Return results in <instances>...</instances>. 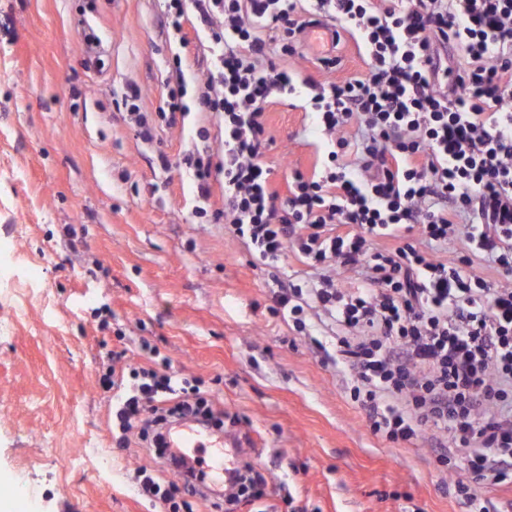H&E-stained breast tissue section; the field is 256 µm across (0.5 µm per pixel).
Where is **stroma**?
<instances>
[{"mask_svg": "<svg viewBox=\"0 0 512 512\" xmlns=\"http://www.w3.org/2000/svg\"><path fill=\"white\" fill-rule=\"evenodd\" d=\"M165 0H0V500L10 512H157L137 474L161 473L137 434L117 449L112 393L101 387L107 351L141 362L150 343L205 392L237 462L269 469L265 496L237 512H466L455 482L501 505L454 457L439 465L431 437L394 445L373 435L346 394L349 370L314 346L331 330L316 312L307 330L272 312L275 278L303 283L295 255L271 267L233 238L184 165L217 153L218 118L159 117L174 58L193 103L207 62L200 40H168ZM335 70L300 45L275 57L316 79L367 66L342 35ZM140 88L152 126L143 139L122 99ZM263 157L278 190L325 150L312 114L266 112ZM82 456H74V449Z\"/></svg>", "mask_w": 512, "mask_h": 512, "instance_id": "1", "label": "stroma"}]
</instances>
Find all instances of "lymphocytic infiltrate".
Returning <instances> with one entry per match:
<instances>
[{
	"label": "lymphocytic infiltrate",
	"mask_w": 512,
	"mask_h": 512,
	"mask_svg": "<svg viewBox=\"0 0 512 512\" xmlns=\"http://www.w3.org/2000/svg\"><path fill=\"white\" fill-rule=\"evenodd\" d=\"M169 0L165 28L185 39L195 19L208 33L211 68L196 100L224 123L220 164L189 165L200 197L224 178L219 219L264 264L296 253L317 280L278 287V313L305 328L315 309L337 329L334 361L351 368L350 398L372 433L393 444L430 431L450 439L470 467L495 484L512 481V289L477 274L512 278V0ZM356 40L368 69L335 82L263 65L274 32L281 56L318 20ZM458 49L456 66L441 50ZM304 97L327 142L312 173L294 171L287 196L271 187L263 160L266 111ZM357 126L360 136L346 130ZM460 234L466 251L448 264L429 252ZM392 239L389 247L376 238ZM365 262L363 284L336 271ZM135 383L115 398L119 446L138 432L176 475L139 481L168 512H191L211 474L199 458L166 456L174 422L215 417L200 390L181 386L170 364L131 368ZM269 475L237 469L226 512L260 499Z\"/></svg>",
	"instance_id": "f902f5d3"
}]
</instances>
